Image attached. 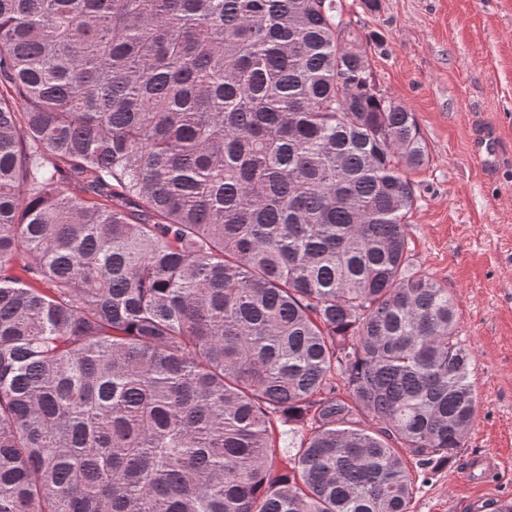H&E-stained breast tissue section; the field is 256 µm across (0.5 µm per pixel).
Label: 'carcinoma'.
<instances>
[{
  "label": "carcinoma",
  "instance_id": "1",
  "mask_svg": "<svg viewBox=\"0 0 512 512\" xmlns=\"http://www.w3.org/2000/svg\"><path fill=\"white\" fill-rule=\"evenodd\" d=\"M373 41L340 0H0V512H408L452 461L473 350Z\"/></svg>",
  "mask_w": 512,
  "mask_h": 512
}]
</instances>
